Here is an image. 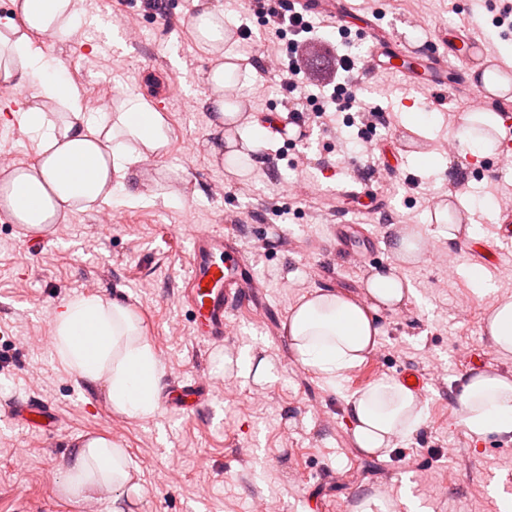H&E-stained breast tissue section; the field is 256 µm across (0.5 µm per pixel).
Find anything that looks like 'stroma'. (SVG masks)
I'll use <instances>...</instances> for the list:
<instances>
[{
    "mask_svg": "<svg viewBox=\"0 0 512 512\" xmlns=\"http://www.w3.org/2000/svg\"><path fill=\"white\" fill-rule=\"evenodd\" d=\"M83 0L84 14L70 33L36 36L60 60L84 98L86 111H116L122 93L136 92L165 116V154L142 162L146 200L135 206L74 210L44 232L42 248L0 213V399H39L56 412L47 430L0 415V512H84L85 499L66 493L62 477L78 439L107 437L125 448L141 495L129 512H360L364 499L388 481L392 512H499L496 493L512 490V434L481 441L468 435L457 397L465 377L484 371L512 375V358L496 353L483 331L491 296H477L467 273L475 262L468 242L500 252L483 267L488 283L512 275V243L495 237L497 213L512 195V162L455 156L440 142L452 139L470 107L410 90L401 79L362 86L360 99L380 113L366 131L372 143L414 138L406 111L431 128L404 153L398 176L372 196L337 200L336 188L355 182L356 170L336 152L334 129L311 124L307 145L290 146L262 135L264 164L249 174L230 172L207 158L210 113L204 76L218 60L192 35L195 0ZM230 31L224 54L235 64L238 97L249 118L280 109L279 80L251 62L265 34L260 16L242 0H223ZM360 15L375 16L411 48L432 41L437 27H478L500 63L512 61V29L492 24L501 0H350ZM248 39H241V32ZM38 141L15 123L0 121V168L31 164ZM453 195L468 207L474 235L448 241L438 233L429 200ZM353 224L374 242V258L357 263L336 255L331 224ZM406 225L431 248L400 274L416 290L383 313V333L366 360L337 385L297 363L284 324L304 294L317 288L362 296L371 270L393 261V228ZM233 235L263 291L262 309L230 316L223 342L197 338L182 293L195 233ZM459 255L456 270L444 262ZM97 294L130 307L163 367V381L193 383L201 405L160 403L155 417L133 421L115 411L105 384H85L54 358L50 319L66 298ZM266 362L267 381H255L242 357ZM407 369L426 379L419 399L425 421L383 453L358 448L347 401L377 379Z\"/></svg>",
    "mask_w": 512,
    "mask_h": 512,
    "instance_id": "obj_1",
    "label": "stroma"
}]
</instances>
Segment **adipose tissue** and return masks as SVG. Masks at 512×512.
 Here are the masks:
<instances>
[{"label": "adipose tissue", "mask_w": 512, "mask_h": 512, "mask_svg": "<svg viewBox=\"0 0 512 512\" xmlns=\"http://www.w3.org/2000/svg\"><path fill=\"white\" fill-rule=\"evenodd\" d=\"M81 2L12 0L15 17L0 24V83L36 84L17 118L38 138L39 160L33 166L0 169V212L29 233L64 223L78 208L143 202L136 165L165 152L169 144L165 117L141 95L127 93L113 114L86 112L80 89L63 79L61 65L34 47L31 33L68 30L80 17ZM192 26L206 53H223V10L205 0ZM234 69V64L221 63L205 77V103L212 114L206 146L214 160L240 165L248 173L261 161L243 153L232 135L244 119L224 101L227 76ZM501 127L498 113L471 112L456 137L484 158L494 154ZM391 252L394 265L366 277L363 297L317 289L303 295L288 315L285 328L296 362L328 383H335L375 349L382 333V312L394 311L415 294L398 267L420 260L425 252L423 237L409 228L398 231ZM51 326L60 365L87 383L106 384L117 412L137 420L155 416L162 370L129 308L98 295L79 294L54 310ZM484 331L499 355L512 356V296L488 307ZM458 405L474 440L512 434V376L499 372L473 376L463 384ZM347 418L358 447L375 454L417 432L424 410L413 390L395 378L382 377L348 399ZM64 485L76 492L110 490L112 512H125L124 501L140 493L139 484L132 481L126 450L104 437L76 445Z\"/></svg>", "instance_id": "obj_1"}]
</instances>
